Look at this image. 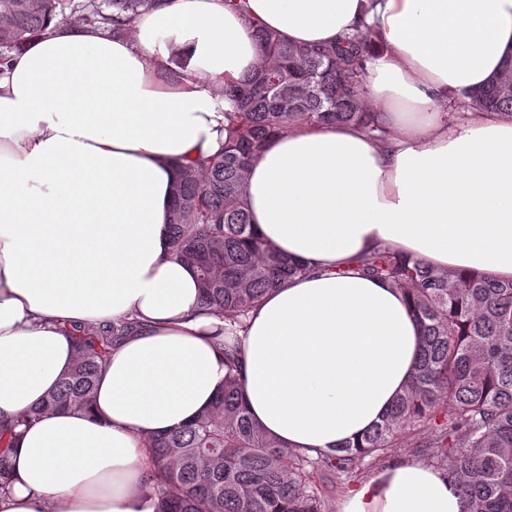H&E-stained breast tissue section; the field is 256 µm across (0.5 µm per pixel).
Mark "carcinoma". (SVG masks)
I'll use <instances>...</instances> for the list:
<instances>
[{"label":"carcinoma","instance_id":"obj_1","mask_svg":"<svg viewBox=\"0 0 512 512\" xmlns=\"http://www.w3.org/2000/svg\"><path fill=\"white\" fill-rule=\"evenodd\" d=\"M163 0H105L107 10L74 0H0V64L48 23L70 15L124 30ZM258 67L222 88L228 141L217 153L179 164L169 219L172 253L197 272L204 307L236 320L271 290L307 272L256 234L245 205L250 161L289 125L354 124L382 131L379 113L361 100L372 40L357 28L334 43L297 46L257 30ZM512 58L470 94L472 108L512 114V92L499 91ZM353 270L382 280L409 300L421 329L417 371L390 412L362 442L330 452L287 448L251 419L243 397L241 351L225 352L228 381L192 422L145 439L153 464L157 512H331L312 480L319 466L350 480L373 460L421 449L467 503V512H512V281L455 272L379 248ZM122 321L76 337L72 369L37 406L0 424V489L10 479L19 427L66 408L90 409L114 341L132 329ZM442 434L410 442L409 431L437 418Z\"/></svg>","mask_w":512,"mask_h":512}]
</instances>
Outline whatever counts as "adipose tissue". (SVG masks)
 Returning <instances> with one entry per match:
<instances>
[{
	"instance_id": "adipose-tissue-1",
	"label": "adipose tissue",
	"mask_w": 512,
	"mask_h": 512,
	"mask_svg": "<svg viewBox=\"0 0 512 512\" xmlns=\"http://www.w3.org/2000/svg\"><path fill=\"white\" fill-rule=\"evenodd\" d=\"M362 20L364 101L386 135L298 123L251 162L257 234L308 272L226 321L171 252L175 164L223 145L217 91L257 67L254 25L313 45ZM511 51L512 0H164L124 31L53 22L28 40L0 72V420L70 370L73 327L137 328L90 410L24 432L0 512H156L144 440L209 406L231 343L266 433L360 442L410 383L421 331L397 289L344 266L386 246L512 280V115L461 107ZM342 512L466 504L439 470L400 459Z\"/></svg>"
}]
</instances>
